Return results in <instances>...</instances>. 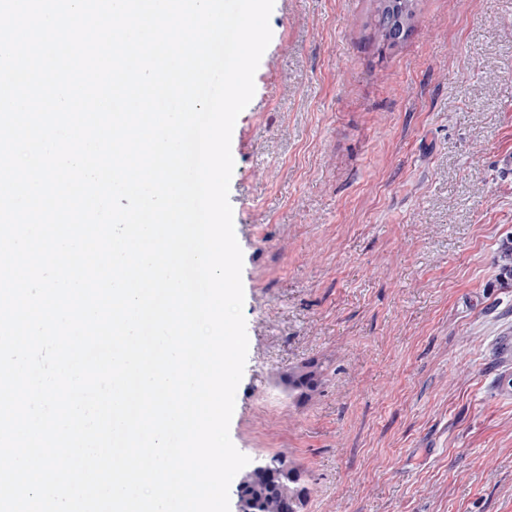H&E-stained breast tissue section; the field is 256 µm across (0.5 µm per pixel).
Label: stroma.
I'll return each instance as SVG.
<instances>
[{"instance_id":"1","label":"stroma","mask_w":512,"mask_h":512,"mask_svg":"<svg viewBox=\"0 0 512 512\" xmlns=\"http://www.w3.org/2000/svg\"><path fill=\"white\" fill-rule=\"evenodd\" d=\"M376 6L275 0L231 140L230 438L298 464L301 512H512V0H418L386 50Z\"/></svg>"}]
</instances>
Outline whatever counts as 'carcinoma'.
Returning a JSON list of instances; mask_svg holds the SVG:
<instances>
[{
	"label": "carcinoma",
	"instance_id": "obj_1",
	"mask_svg": "<svg viewBox=\"0 0 512 512\" xmlns=\"http://www.w3.org/2000/svg\"><path fill=\"white\" fill-rule=\"evenodd\" d=\"M403 19L412 28L419 22L417 0H377L375 35L378 44H385L384 31L393 19ZM316 372L300 368L288 373V386L294 390L316 386ZM263 470L245 485L243 494L255 512H299L305 490L300 486V473L292 462L282 456L260 461Z\"/></svg>",
	"mask_w": 512,
	"mask_h": 512
}]
</instances>
